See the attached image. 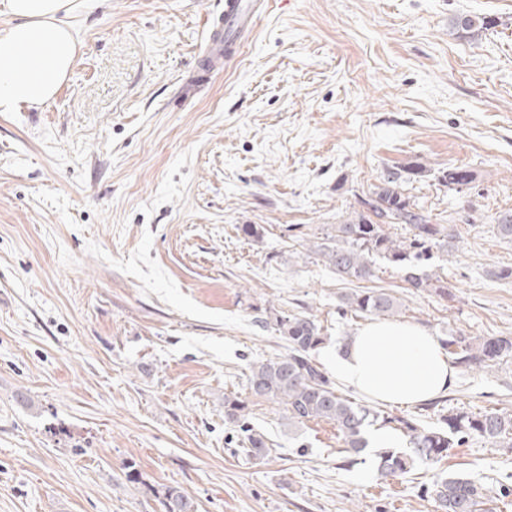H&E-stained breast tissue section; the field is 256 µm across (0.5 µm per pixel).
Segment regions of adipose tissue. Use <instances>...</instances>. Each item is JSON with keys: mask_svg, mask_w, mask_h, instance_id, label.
<instances>
[{"mask_svg": "<svg viewBox=\"0 0 512 512\" xmlns=\"http://www.w3.org/2000/svg\"><path fill=\"white\" fill-rule=\"evenodd\" d=\"M97 0H0L13 20L0 35V112L50 101L73 72L74 20ZM337 379L380 402L413 405L447 392L456 371L437 338L409 323L372 321L348 354L328 357Z\"/></svg>", "mask_w": 512, "mask_h": 512, "instance_id": "adipose-tissue-1", "label": "adipose tissue"}]
</instances>
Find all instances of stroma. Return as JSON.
Wrapping results in <instances>:
<instances>
[{"instance_id":"35a3bbf8","label":"stroma","mask_w":512,"mask_h":512,"mask_svg":"<svg viewBox=\"0 0 512 512\" xmlns=\"http://www.w3.org/2000/svg\"><path fill=\"white\" fill-rule=\"evenodd\" d=\"M223 7L99 0L55 98L0 112V512H162L168 487L198 512H437L423 487L440 471L512 512V448L480 436L386 480L378 445L341 468L332 424L291 425L264 399L249 419L272 451L246 460L224 415L250 364L285 353L275 313L315 317L320 361L367 324L342 306L367 286L437 338L512 337V278L496 276L512 241L495 225L512 209V0H272L206 75ZM460 14L497 25L465 38ZM451 167L473 183L443 186ZM391 172L455 232L423 266L446 293L379 257L368 282L343 279L319 253ZM342 393L426 426L512 413V358L458 370L432 409Z\"/></svg>"}]
</instances>
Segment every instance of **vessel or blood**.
I'll list each match as a JSON object with an SVG mask.
<instances>
[{"label": "vessel or blood", "instance_id": "vessel-or-blood-1", "mask_svg": "<svg viewBox=\"0 0 512 512\" xmlns=\"http://www.w3.org/2000/svg\"><path fill=\"white\" fill-rule=\"evenodd\" d=\"M269 8V0H224V10L209 24V38L202 52L206 71L224 68L255 31Z\"/></svg>", "mask_w": 512, "mask_h": 512}]
</instances>
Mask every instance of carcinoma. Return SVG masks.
<instances>
[{"label":"carcinoma","instance_id":"carcinoma-1","mask_svg":"<svg viewBox=\"0 0 512 512\" xmlns=\"http://www.w3.org/2000/svg\"><path fill=\"white\" fill-rule=\"evenodd\" d=\"M497 21L482 15L461 14L451 20L457 33L475 37L496 27ZM448 189H459L473 181L470 171L450 167L441 176ZM361 210L353 219L338 224L335 234L320 245L319 251L342 278L364 280L374 276L373 256L385 258L416 290L434 288L447 294L440 278L417 273L419 264L430 259L435 248L448 244L452 229L431 223L410 198L405 196L400 176L391 172L379 185L359 200ZM387 224L407 226L408 236L397 238L385 230ZM344 306L355 312L386 320L399 311L397 300L382 290L352 293L342 297ZM275 331L287 345L288 352L254 363L248 375L251 396L273 401L283 407L288 420L303 423L323 420L336 427L343 442L341 464L352 468L361 461L367 448L366 428L381 422L409 438L410 451L387 448L378 453V471L386 478L407 477L418 462L437 463L448 456V449L459 448L476 433L494 444L512 447V416L499 411L482 413L449 412L436 426L424 427L416 419L400 414L386 416L344 397L335 383L317 365L311 352L323 343L324 334L317 321L307 315L277 314ZM451 362L465 370L484 368L512 357V338L475 339L461 332H451L442 342ZM249 399L224 397V416L239 423L243 432L242 451L255 460L265 459L271 443L250 426ZM437 503L438 512H490L486 489L475 481L459 476L437 475L426 488ZM164 512H196L194 501L180 490L169 487L163 492Z\"/></svg>","mask_w":512,"mask_h":512}]
</instances>
